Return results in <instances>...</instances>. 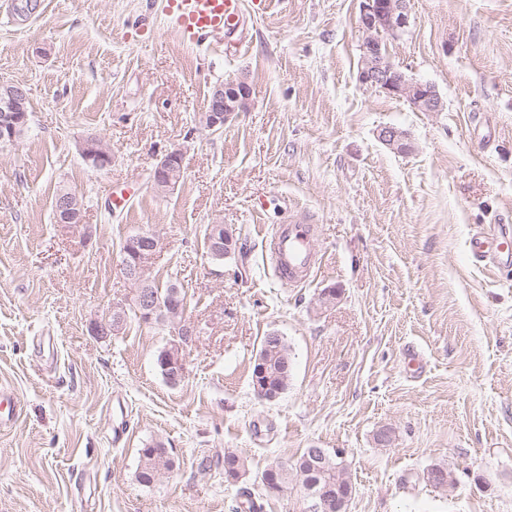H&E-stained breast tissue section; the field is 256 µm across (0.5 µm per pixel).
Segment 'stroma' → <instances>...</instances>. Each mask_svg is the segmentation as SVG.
Listing matches in <instances>:
<instances>
[{"label": "stroma", "mask_w": 512, "mask_h": 512, "mask_svg": "<svg viewBox=\"0 0 512 512\" xmlns=\"http://www.w3.org/2000/svg\"><path fill=\"white\" fill-rule=\"evenodd\" d=\"M0 0V83L25 85L31 121L0 146V512H309L297 479L262 472L307 448L343 451L347 512H512V272L475 262L471 234L512 225V0H406L380 37L444 102L422 112L359 80L362 0H244L236 29L197 44L167 0ZM242 80L246 111L205 123L209 90ZM402 130L411 149L379 139ZM101 141L111 167L82 157ZM183 149L170 192L159 160ZM83 221L59 224V186ZM130 195L126 208L112 194ZM315 225L319 269L300 286L267 259L265 232ZM237 241L224 260L209 225ZM153 232L148 275L179 281L193 341L176 386L157 356L172 326H91L132 303L126 236ZM283 336L291 380L274 401L251 373ZM174 461L152 485L140 448ZM247 458L239 481L224 455ZM454 487L430 485L432 467ZM225 238L229 241L233 238V235L228 230L224 229V225H211L206 236V246L207 251L212 258L217 259L223 250L224 255L228 254L232 249L234 250L235 242L229 246H225Z\"/></svg>", "instance_id": "stroma-1"}]
</instances>
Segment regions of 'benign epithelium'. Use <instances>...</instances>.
<instances>
[{
    "instance_id": "1",
    "label": "benign epithelium",
    "mask_w": 512,
    "mask_h": 512,
    "mask_svg": "<svg viewBox=\"0 0 512 512\" xmlns=\"http://www.w3.org/2000/svg\"><path fill=\"white\" fill-rule=\"evenodd\" d=\"M405 0H364L360 22L366 33L362 49L367 62L362 64L359 79L362 83L377 88L383 93L406 99L414 108L421 112H440L444 109L441 97L433 89H424L421 83L407 80L405 74L395 68L382 51L380 34L395 32L407 24ZM246 95L245 82H228L214 86L206 100V124L209 128L219 131L236 113L243 111ZM30 104L29 90L21 86H11L6 97L0 99V140L4 143L14 142L28 127L27 107ZM381 141L389 148L398 152H406L410 144L405 134L394 128L385 127L380 132ZM82 152L86 160L96 169L112 166V155L102 143L89 138L84 141ZM184 159V152L175 149L166 154L153 170L151 183L163 185L170 190L179 183L183 168L175 166V161ZM53 208L60 224L83 223L82 209L77 203V195L73 192L59 194L54 200ZM138 248L136 263H121L125 278L137 285L132 308L145 323L168 322L178 327L176 339L172 340L160 351L161 363L165 369V378L177 385L185 378V364L182 352L192 341V332L185 325L184 301H182L181 284L171 281L168 289L162 291L155 288L152 281L144 275L147 263L158 249V239L149 231L139 232L133 239ZM209 255L216 259L224 250V225L213 224L206 236ZM128 309L124 303H115L105 318L93 324V331L101 336L119 333L123 330ZM326 449H310L296 464L297 479L308 494L315 510L332 502L339 510L348 505L351 492L335 496L329 488H320L313 481V460L323 454Z\"/></svg>"
}]
</instances>
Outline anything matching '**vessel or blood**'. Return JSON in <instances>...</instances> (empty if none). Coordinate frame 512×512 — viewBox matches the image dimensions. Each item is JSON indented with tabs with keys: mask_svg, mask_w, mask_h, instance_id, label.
Returning <instances> with one entry per match:
<instances>
[{
	"mask_svg": "<svg viewBox=\"0 0 512 512\" xmlns=\"http://www.w3.org/2000/svg\"><path fill=\"white\" fill-rule=\"evenodd\" d=\"M242 9L243 0H168L173 27L193 42L233 29ZM312 235V225L290 221L277 225L268 237L272 264L289 285L305 283L319 264L310 245ZM469 251L475 260L512 270V230L503 224L493 226L471 238Z\"/></svg>",
	"mask_w": 512,
	"mask_h": 512,
	"instance_id": "vessel-or-blood-1",
	"label": "vessel or blood"
}]
</instances>
